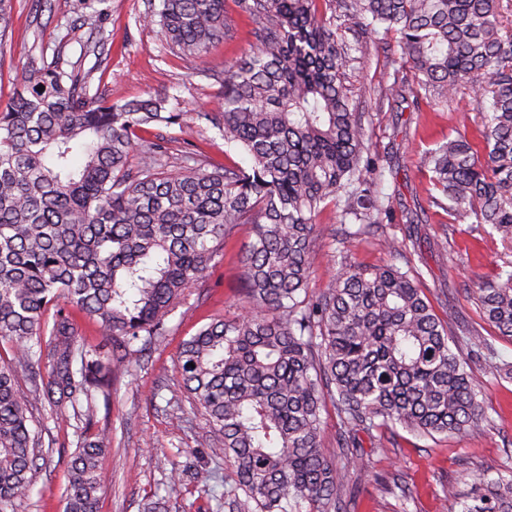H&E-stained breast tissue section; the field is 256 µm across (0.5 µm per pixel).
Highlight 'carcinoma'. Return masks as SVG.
Segmentation results:
<instances>
[{"mask_svg":"<svg viewBox=\"0 0 512 512\" xmlns=\"http://www.w3.org/2000/svg\"><path fill=\"white\" fill-rule=\"evenodd\" d=\"M226 3L160 0L146 21L173 55L201 59L232 30ZM232 3L255 44L224 64L220 107L192 122L164 96L122 105L91 96L60 62L15 74L21 90L0 111V342L10 354L0 356V512L32 489L44 443L31 410L45 400L70 404L83 424L63 512H98L111 436L88 434L95 393L108 396L115 374L166 332L236 224L253 225L242 259L248 308L200 327L178 356L187 399L217 433L211 448L232 466L227 512H348L359 434L380 452L399 428L432 438L495 427L471 364L491 380L512 379V365L480 332L448 333L454 312L435 313L411 253L385 235L394 202L379 176L390 156L371 150L345 83L355 46L343 32L395 36L392 101L448 109L465 94L487 108L477 135L459 131L426 152L438 191L429 203L512 253V0ZM13 9L0 0V49ZM200 122L250 164L209 170L191 152L172 164L171 143H189ZM334 206L332 236L376 239L392 261L367 268L342 252L316 294L315 236ZM474 303L512 340V260L478 285ZM75 309L112 336V350L88 357ZM463 342L467 360L455 353ZM329 403L344 427L338 460L322 451ZM446 495L459 512H512V464Z\"/></svg>","mask_w":512,"mask_h":512,"instance_id":"cac0c4a2","label":"carcinoma"}]
</instances>
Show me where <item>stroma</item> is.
Segmentation results:
<instances>
[{"label": "stroma", "instance_id": "35a3bbf8", "mask_svg": "<svg viewBox=\"0 0 512 512\" xmlns=\"http://www.w3.org/2000/svg\"><path fill=\"white\" fill-rule=\"evenodd\" d=\"M150 0H17L6 42L0 47V109L18 87L15 74L28 63L50 65L63 59L88 72L89 94H103L124 103L164 94L187 115L218 107L225 60L246 53L252 42L251 26L237 18L231 37L217 45L204 60L178 58L166 52L155 26L144 20ZM393 36L371 34L359 38L358 60L347 72L372 147H394V167L382 178L384 193L392 195L396 210H420L413 231L402 222L387 225L389 236L411 252L421 274V287L438 315L454 310L453 330L480 331L491 338L500 357L512 363V341L495 336L483 323L464 284L474 275H491L500 262V243L476 239L464 225L452 224L447 214L428 206L434 189L423 162L427 150L446 142L456 128L476 129L481 122L471 106L450 112L428 101L393 112L385 90L393 81L386 64ZM193 151L204 164L247 165V157L225 144L218 129L207 128L193 139ZM338 213L326 211L315 239L320 264L311 277L314 291L327 288L336 275V255L346 251L365 266L386 264L390 256L378 241L335 240L330 235ZM253 228H232L224 258L193 288L183 306L167 320L164 336L131 372L112 383L109 399H97L96 421L108 428L112 443L103 465L106 482L100 512H140L146 499L169 496L170 512H224V487L232 468L212 455L210 431L201 412L188 403L181 387L178 353L184 340L211 319L230 316L246 304L241 264L244 245ZM473 375L483 382V402L496 427L461 438H419L398 431L381 453L363 448L360 467L365 482L350 481V512H398L394 480H402L414 501L411 512H457L443 489L463 485L481 471L496 474L512 456V381L487 380L482 366ZM44 435L57 442L53 455L33 477L28 499L14 512H62V494L68 482L67 459L78 436L72 408L61 414L49 408L35 412ZM184 473L176 494H169L172 470Z\"/></svg>", "mask_w": 512, "mask_h": 512}]
</instances>
